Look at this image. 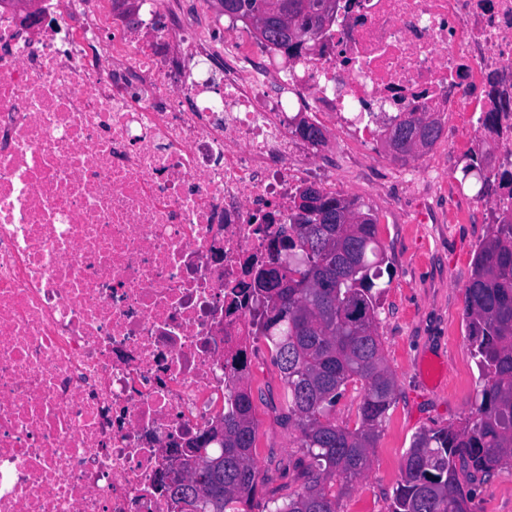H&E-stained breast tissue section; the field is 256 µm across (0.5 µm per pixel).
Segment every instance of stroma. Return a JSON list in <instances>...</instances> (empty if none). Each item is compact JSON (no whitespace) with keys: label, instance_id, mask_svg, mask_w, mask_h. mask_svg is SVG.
I'll use <instances>...</instances> for the list:
<instances>
[{"label":"stroma","instance_id":"35a3bbf8","mask_svg":"<svg viewBox=\"0 0 512 512\" xmlns=\"http://www.w3.org/2000/svg\"><path fill=\"white\" fill-rule=\"evenodd\" d=\"M338 196L356 200L379 223L385 254L379 281L378 334L396 382V400L365 475L339 500V512H389L403 456L424 430L459 427L475 416L479 375L464 320L465 287L490 214L472 208L457 222L447 193L432 186L376 182L365 173L337 180ZM247 383L256 423L257 470L250 512H261L282 488L301 489L299 433L282 425L283 382L264 340ZM471 512H512V461L471 485Z\"/></svg>","mask_w":512,"mask_h":512}]
</instances>
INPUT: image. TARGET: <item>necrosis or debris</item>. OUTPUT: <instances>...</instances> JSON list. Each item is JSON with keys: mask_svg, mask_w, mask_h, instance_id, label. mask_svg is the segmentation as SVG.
<instances>
[{"mask_svg": "<svg viewBox=\"0 0 512 512\" xmlns=\"http://www.w3.org/2000/svg\"><path fill=\"white\" fill-rule=\"evenodd\" d=\"M0 0V512H176L224 415L243 284L309 180L404 113L497 143L512 212V0H336L293 55L186 0ZM338 133L304 140L295 113ZM183 449L176 457L175 449Z\"/></svg>", "mask_w": 512, "mask_h": 512, "instance_id": "4bbe7bcc", "label": "necrosis or debris"}]
</instances>
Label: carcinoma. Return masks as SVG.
Returning <instances> with one entry per match:
<instances>
[{"instance_id":"1","label":"carcinoma","mask_w":512,"mask_h":512,"mask_svg":"<svg viewBox=\"0 0 512 512\" xmlns=\"http://www.w3.org/2000/svg\"><path fill=\"white\" fill-rule=\"evenodd\" d=\"M227 9L260 20L267 0H226ZM302 23L299 35L279 37L260 30L271 44L289 53L299 49L328 20L330 0H288ZM424 118L409 115L390 132L386 144L397 156L431 147L441 135L437 120L427 122L422 145L405 146L402 136ZM297 197L288 229H280L268 247L281 245L288 261L272 271L275 285L250 288L251 325L272 347L284 383L283 422L299 431L303 456L297 465L305 479L299 491L273 499L262 512H339L344 491L369 469L371 449L395 402V380L384 363L376 327V280L383 275L384 253L378 219L355 202L313 186ZM464 316L471 355L482 384L476 418L460 428L417 434L406 450L402 480L390 512H469L471 490L460 480L489 477L512 460V215L501 218L493 234L475 252L466 285ZM222 436L208 430L194 448L206 453L213 472L205 481L222 488L219 496H201L191 487L171 494L191 505L190 512H242L256 490L253 449L256 430L252 395L242 385L247 355L231 358ZM361 384L362 398L354 427L330 418L342 388Z\"/></svg>"}]
</instances>
